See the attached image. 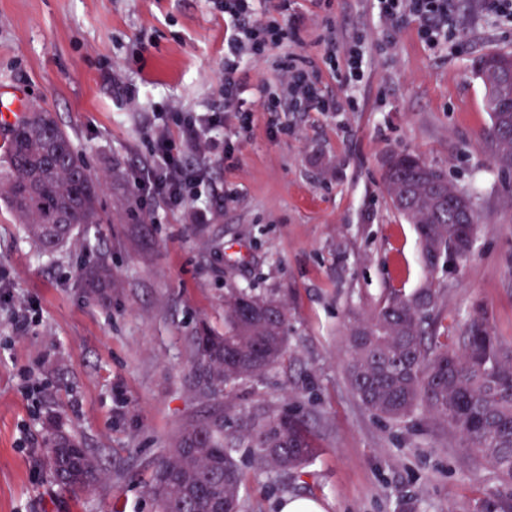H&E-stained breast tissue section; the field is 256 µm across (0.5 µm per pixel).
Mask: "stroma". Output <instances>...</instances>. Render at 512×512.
<instances>
[{"mask_svg":"<svg viewBox=\"0 0 512 512\" xmlns=\"http://www.w3.org/2000/svg\"><path fill=\"white\" fill-rule=\"evenodd\" d=\"M491 2L456 0V32L435 50L418 17L391 32L371 0H256L261 17L296 19L291 50L338 108L291 110L280 52L248 57V125L211 129L215 147L203 150L180 121L224 103L235 30L219 0H0V94L66 127L105 181L106 218L46 253L0 205V512H150L160 459L188 423L217 414L237 430L303 415L319 449L296 476L255 471L237 442L242 512H280L287 497L325 512H466L499 489L496 471L423 411L389 421L366 410L345 344L352 314L429 277L448 322L463 328L479 301L512 341V171L482 138L491 119L473 69L481 54L512 51V24ZM353 38L365 70L352 87L328 53L330 40ZM161 133L180 145L194 191L178 206L154 195L144 169ZM395 151L472 197L475 244L455 268L428 275L387 196ZM100 258L112 267L106 302L80 280ZM241 288L287 303L288 352L209 398L189 338L202 321L223 330L224 296ZM55 426L95 457L93 487L62 486L48 469Z\"/></svg>","mask_w":512,"mask_h":512,"instance_id":"35a3bbf8","label":"stroma"}]
</instances>
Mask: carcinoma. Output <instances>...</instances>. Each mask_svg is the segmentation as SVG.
<instances>
[{
    "instance_id": "carcinoma-1",
    "label": "carcinoma",
    "mask_w": 512,
    "mask_h": 512,
    "mask_svg": "<svg viewBox=\"0 0 512 512\" xmlns=\"http://www.w3.org/2000/svg\"><path fill=\"white\" fill-rule=\"evenodd\" d=\"M487 53L475 62L486 93L490 146L498 168L512 170V74L487 70ZM399 164L385 171L393 207L415 226L425 264L436 269L451 247L463 249L476 236L471 196L448 184L432 186L434 167L395 153ZM102 186L87 172L82 154L56 117L44 109L25 113L11 128L0 154V203L26 235L51 252L76 239L81 228L103 223ZM83 286L106 298L112 270L101 261L84 274ZM438 289L425 285L407 295L389 288L373 311L346 328L348 376L362 405L401 420L417 409L458 433L466 449L490 464L509 493L493 492L471 512H512V346L497 336L480 303L461 332L445 324ZM194 367L204 391L217 396L258 376L288 350V306L240 290L224 298V333L207 327L190 338ZM253 466L265 472L302 471L317 448L304 419L282 415L245 431ZM46 463L66 486L89 488L99 478L92 454L75 438L53 429ZM243 471L224 435V418L186 426L146 485L155 512H241Z\"/></svg>"
}]
</instances>
